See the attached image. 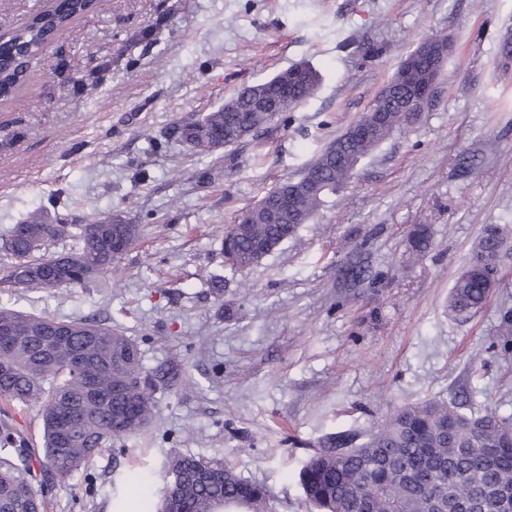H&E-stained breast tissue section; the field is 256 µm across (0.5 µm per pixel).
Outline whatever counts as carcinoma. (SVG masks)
<instances>
[{"label": "carcinoma", "instance_id": "carcinoma-1", "mask_svg": "<svg viewBox=\"0 0 512 512\" xmlns=\"http://www.w3.org/2000/svg\"><path fill=\"white\" fill-rule=\"evenodd\" d=\"M100 0H53L14 35L0 43V97L8 99L26 78L31 62L45 45ZM303 80L277 85L281 74L244 85L227 104L183 128L181 137L195 155L214 154L201 147L218 134L242 141L235 130L265 129L283 112L312 97L319 73L298 63ZM277 102L271 112L262 102ZM408 120L397 108L369 139H343L335 158L322 149L293 181L292 211L268 212L251 224L225 228L231 243L229 263L239 270L257 265L299 225L289 214L312 217L329 193L353 178L360 161L389 139ZM322 184L319 193L306 188ZM45 210L30 214L20 226L0 237L5 253V281L22 288L61 290L98 274L117 275L123 256L136 243L140 225L120 222L50 224ZM73 237L78 248L51 251L54 243ZM509 239L508 227H489L466 268L454 281L448 306L456 313L482 307L496 284L497 248ZM430 242L427 227L410 237L414 251ZM68 263V281L44 273L49 264ZM0 399L33 403L43 422L44 443L38 450L5 419L0 420V512H43L48 481L70 478L112 441L139 435L156 411L154 379L144 370L138 346L121 330L90 319L56 321L22 312L0 302ZM164 482L158 502L147 512H273L260 485L242 478L229 463L179 452L160 468ZM306 502L315 512H456L475 501L479 512H512V419L495 412L467 415L458 407L430 401L408 404L388 417L367 440L349 447L343 438L335 447L308 458L299 471Z\"/></svg>", "mask_w": 512, "mask_h": 512}]
</instances>
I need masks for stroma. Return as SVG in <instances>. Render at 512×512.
<instances>
[{"instance_id": "stroma-1", "label": "stroma", "mask_w": 512, "mask_h": 512, "mask_svg": "<svg viewBox=\"0 0 512 512\" xmlns=\"http://www.w3.org/2000/svg\"><path fill=\"white\" fill-rule=\"evenodd\" d=\"M512 0H102L0 102V235L27 213L141 225L118 277L49 293L0 283V301L95 318L170 369L156 417L55 481L47 512H125L159 497L171 451L230 463L275 512H311L299 470L336 436L364 442L400 406L438 400L512 417V250L487 303L448 309L484 231L512 225ZM453 50L416 121L360 163L309 223L237 271L224 227L295 177L364 113L428 35ZM306 62L316 93L213 156L176 133L242 84ZM427 225L432 245L408 238Z\"/></svg>"}]
</instances>
